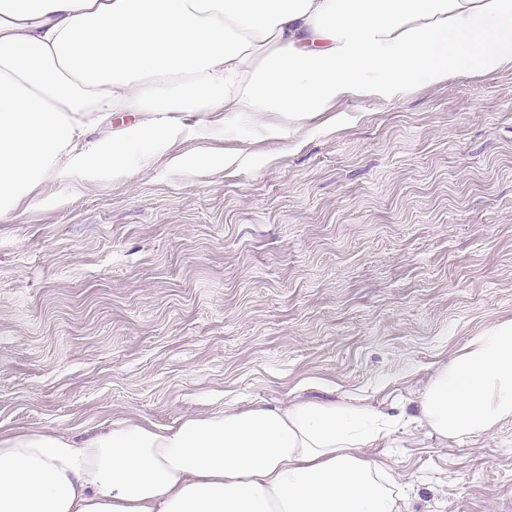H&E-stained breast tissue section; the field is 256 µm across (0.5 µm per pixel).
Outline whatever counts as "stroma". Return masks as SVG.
Listing matches in <instances>:
<instances>
[{"instance_id": "35a3bbf8", "label": "stroma", "mask_w": 512, "mask_h": 512, "mask_svg": "<svg viewBox=\"0 0 512 512\" xmlns=\"http://www.w3.org/2000/svg\"><path fill=\"white\" fill-rule=\"evenodd\" d=\"M126 174L0 218V426L85 438L238 405L411 410L512 319V68L279 113L186 112ZM402 512H512V419L362 448Z\"/></svg>"}]
</instances>
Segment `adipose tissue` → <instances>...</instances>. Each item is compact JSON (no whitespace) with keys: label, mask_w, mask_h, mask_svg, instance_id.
Returning a JSON list of instances; mask_svg holds the SVG:
<instances>
[{"label":"adipose tissue","mask_w":512,"mask_h":512,"mask_svg":"<svg viewBox=\"0 0 512 512\" xmlns=\"http://www.w3.org/2000/svg\"><path fill=\"white\" fill-rule=\"evenodd\" d=\"M507 68L512 0H0V216L50 176L125 173L181 112L298 125ZM510 418L512 321L440 366L412 420L445 441ZM397 422L307 401L83 439L0 430V512H401L390 471L359 453Z\"/></svg>","instance_id":"adipose-tissue-1"}]
</instances>
